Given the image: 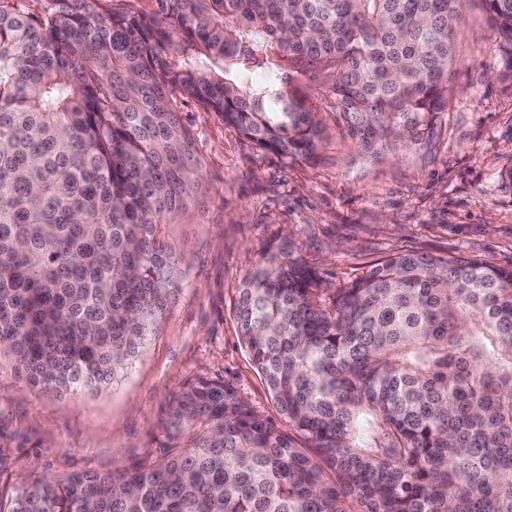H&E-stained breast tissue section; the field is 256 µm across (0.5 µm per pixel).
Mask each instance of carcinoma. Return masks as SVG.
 <instances>
[{
  "label": "carcinoma",
  "mask_w": 512,
  "mask_h": 512,
  "mask_svg": "<svg viewBox=\"0 0 512 512\" xmlns=\"http://www.w3.org/2000/svg\"><path fill=\"white\" fill-rule=\"evenodd\" d=\"M155 2L0 0V364L45 391L116 382L180 290L165 226L203 168L184 99L309 160L303 77L373 155L426 144L453 90L465 0ZM483 2L512 77V0ZM323 292L282 241L235 305L290 432L200 381L152 456L25 482L0 512H512V268L400 252Z\"/></svg>",
  "instance_id": "cac0c4a2"
}]
</instances>
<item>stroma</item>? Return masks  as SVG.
<instances>
[{
	"label": "stroma",
	"mask_w": 512,
	"mask_h": 512,
	"mask_svg": "<svg viewBox=\"0 0 512 512\" xmlns=\"http://www.w3.org/2000/svg\"><path fill=\"white\" fill-rule=\"evenodd\" d=\"M483 0H465L454 39L455 94L427 147L370 157L336 122L333 99L312 88L324 121L313 161L256 151L212 112L184 100L204 159L203 192L167 233L184 274L158 332L124 376L97 392L60 395L0 369V499L33 477L116 473L158 446L163 420L190 383L233 386L262 417L285 427L244 350L237 288L266 246L288 237L328 288L376 260L409 251L512 268V80Z\"/></svg>",
	"instance_id": "obj_1"
}]
</instances>
